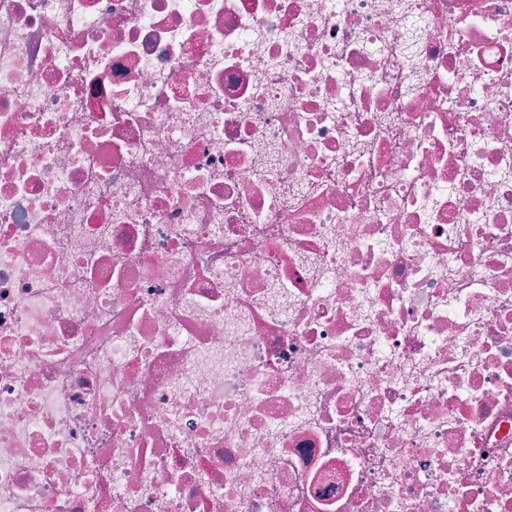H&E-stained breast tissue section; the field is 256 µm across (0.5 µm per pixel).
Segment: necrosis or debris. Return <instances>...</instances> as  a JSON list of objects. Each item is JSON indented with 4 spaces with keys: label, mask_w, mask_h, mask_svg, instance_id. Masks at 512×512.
Listing matches in <instances>:
<instances>
[{
    "label": "necrosis or debris",
    "mask_w": 512,
    "mask_h": 512,
    "mask_svg": "<svg viewBox=\"0 0 512 512\" xmlns=\"http://www.w3.org/2000/svg\"><path fill=\"white\" fill-rule=\"evenodd\" d=\"M0 512H512V0H0Z\"/></svg>",
    "instance_id": "1"
}]
</instances>
